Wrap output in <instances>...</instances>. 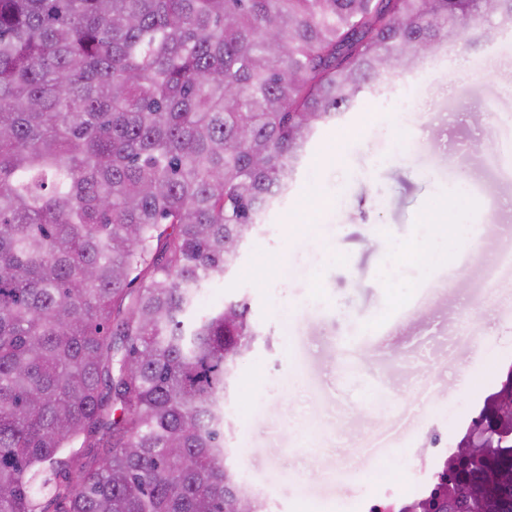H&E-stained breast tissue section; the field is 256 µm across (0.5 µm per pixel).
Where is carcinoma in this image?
<instances>
[{
  "label": "carcinoma",
  "mask_w": 512,
  "mask_h": 512,
  "mask_svg": "<svg viewBox=\"0 0 512 512\" xmlns=\"http://www.w3.org/2000/svg\"><path fill=\"white\" fill-rule=\"evenodd\" d=\"M478 0H0V512H264L224 393L245 299L186 321L320 125ZM140 287H134V283ZM512 366L462 435L512 426ZM512 448L451 455L423 512H512Z\"/></svg>",
  "instance_id": "1"
}]
</instances>
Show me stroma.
Listing matches in <instances>:
<instances>
[{
    "mask_svg": "<svg viewBox=\"0 0 512 512\" xmlns=\"http://www.w3.org/2000/svg\"><path fill=\"white\" fill-rule=\"evenodd\" d=\"M479 50L482 72L437 52L419 98L415 75H393L323 127L233 268L200 290L195 315L244 298L262 334L224 413L231 466L271 488L277 512H350L379 494V470L408 493L421 451L459 441L512 363V271L493 265L512 251V38ZM479 190L473 234L429 240L455 262L393 261L423 225L458 222L453 195Z\"/></svg>",
    "mask_w": 512,
    "mask_h": 512,
    "instance_id": "stroma-1",
    "label": "stroma"
}]
</instances>
